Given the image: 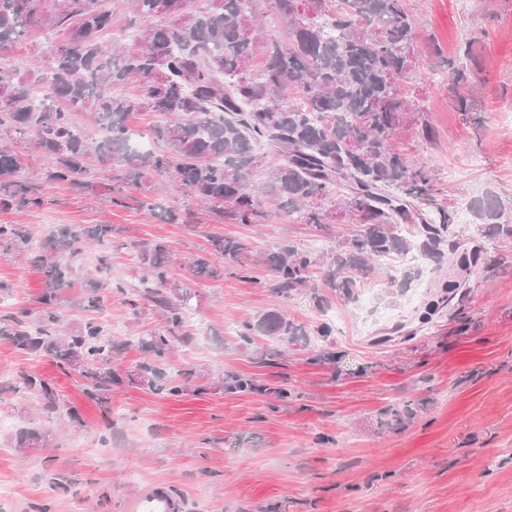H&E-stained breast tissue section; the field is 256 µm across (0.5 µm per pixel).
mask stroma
Segmentation results:
<instances>
[{"instance_id": "stroma-1", "label": "stroma", "mask_w": 512, "mask_h": 512, "mask_svg": "<svg viewBox=\"0 0 512 512\" xmlns=\"http://www.w3.org/2000/svg\"><path fill=\"white\" fill-rule=\"evenodd\" d=\"M403 7L416 35L406 86L415 123L398 128L394 141L408 161L432 172L434 202L449 209L457 227L456 253L429 263L416 296L376 275L361 281L389 313L385 325L357 303L332 295L320 307L298 296L286 311L304 338L261 365L257 351L276 349V342L259 336L247 345L240 334L244 321L278 302L270 270L254 265L251 283L231 275L198 281L186 271L188 260L214 236L244 237L261 251L286 239L319 255L358 234L359 225L343 217L321 230L272 204L258 223L229 224L173 178L152 172L116 207L110 189L121 169L97 158L85 187L41 183L43 205L0 209V224L26 225L36 238L62 224L114 226L113 242L83 248V272H93L105 254L113 282L132 286L142 274L137 243L160 239L175 253L172 273L193 293V342L170 356L169 374L249 372L268 384L284 377L298 397L277 405L261 392L172 397L121 385L106 413L83 395L75 374L0 337V486L11 491L0 512L40 505L48 512H125L133 495L159 480L184 497L187 512H512V242L482 238L470 210L488 195L512 202V0H403ZM46 39L45 27L32 26L0 51V67L47 75ZM469 39L480 71L462 109L448 96V63ZM422 121L432 127V141L419 137ZM145 199L185 214L184 223L150 215ZM477 245L486 259L505 264L491 281L459 263ZM463 281L474 285L465 319L443 312L419 326L425 308ZM42 287L36 268L0 251V315L35 308ZM110 307L115 341L161 326L148 309L130 324L123 296H113ZM325 322L333 333L323 338L315 329ZM24 372L53 380L84 421L78 430L64 416L47 422L54 448L27 459L6 444L19 426L7 387ZM406 402L414 418L382 427L384 409ZM62 483L69 493L59 492Z\"/></svg>"}]
</instances>
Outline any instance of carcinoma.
I'll list each match as a JSON object with an SVG mask.
<instances>
[{
    "instance_id": "1",
    "label": "carcinoma",
    "mask_w": 512,
    "mask_h": 512,
    "mask_svg": "<svg viewBox=\"0 0 512 512\" xmlns=\"http://www.w3.org/2000/svg\"><path fill=\"white\" fill-rule=\"evenodd\" d=\"M196 2L185 12L176 0H128L132 14L146 25L134 46L114 48L107 40L111 14L100 0H56L48 16L41 9L43 0H36L33 9L26 0H0V49L37 22L54 33L46 46L48 77L0 69V209L42 205L31 183L19 180L27 168L25 150L34 149L51 160L38 179L77 187L86 185L93 157L119 163L121 186L112 190L116 206L125 204L124 187L139 185L145 171L154 170L170 173L191 197L231 223L254 224L265 203L249 192L248 182L258 163L255 147L263 145L275 159L268 164V193L277 207L288 209L302 224L321 227L327 215L311 198L339 200L349 219L361 225L360 234L338 241L319 257L288 242L256 258L249 241L216 237L213 250L188 261L191 277L221 280L224 270L231 269L239 279L252 281V266L259 261L273 273V292L281 302L306 291L322 306L327 297L311 287L316 272L323 287L349 302L356 299L360 276L380 273L377 261L382 258L419 250L441 259L440 247L453 232L451 215L445 208L434 215L424 209L432 191L430 176L392 142L411 111L404 86L411 71L414 26L402 0H340L341 7L332 12L326 0H309L305 19L297 17V0H273L277 14L291 25V43L268 44L263 70L249 77L257 28L245 6L252 0H219L216 8ZM164 17L175 22H154ZM61 32L71 44L63 47L55 41ZM460 54L450 72L448 95L462 105L461 90L476 70L473 44H464ZM133 80L142 83V95L118 92ZM290 90L305 106L286 101ZM78 112L91 114L95 132L75 120ZM140 112L160 118L153 133L167 144L166 157L130 146L134 132L128 118ZM470 209L485 238L512 241V218L502 200L490 196ZM404 224L414 226L419 239L401 234ZM112 231L109 224H63L49 230L34 249L28 227L0 224V247L25 256L44 284L33 320L1 316L0 337L77 373L83 394L105 412L111 411L112 388L122 383L115 356L128 343L113 341L112 326L103 319H91L69 335L62 328L65 304L99 312L112 294H127L125 285L106 275L104 256L96 275L79 286L75 282L74 260L81 245L100 244ZM134 248L145 275L125 304L136 318L143 306L152 307L163 330L134 337L143 361L125 376L154 394L178 396L190 388L196 371L169 379L164 366L176 347L192 342L182 332L190 291L171 276L166 242H141ZM75 287L79 292L73 296ZM299 331L280 307L245 322L239 337L246 344L255 336L290 343ZM218 388L229 393L262 388L278 401L295 398L294 390L264 388L249 373L225 374ZM10 389L25 401H37L46 418L64 412L82 426L78 411L52 380L22 373ZM7 444L30 457L52 447L54 434L21 426Z\"/></svg>"
}]
</instances>
